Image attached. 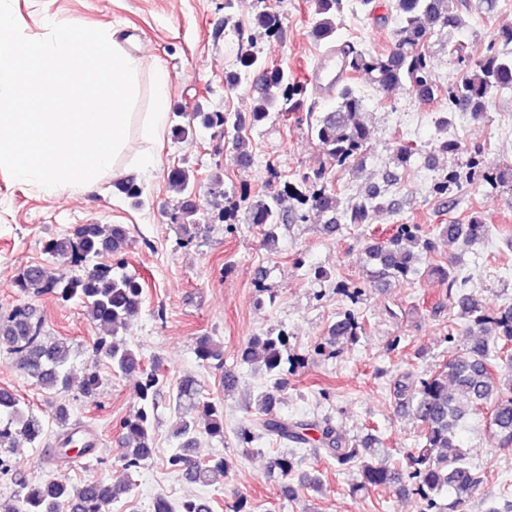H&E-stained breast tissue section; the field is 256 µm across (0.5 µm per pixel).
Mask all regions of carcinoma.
Masks as SVG:
<instances>
[{
	"instance_id": "cac0c4a2",
	"label": "carcinoma",
	"mask_w": 512,
	"mask_h": 512,
	"mask_svg": "<svg viewBox=\"0 0 512 512\" xmlns=\"http://www.w3.org/2000/svg\"><path fill=\"white\" fill-rule=\"evenodd\" d=\"M452 0H397L399 24L394 30L395 47L389 52H372L353 45L339 48L343 69L349 73L365 72L373 85L387 92L408 83L419 94L434 98L438 85L429 57L425 51L428 37L435 28L456 27L459 15L453 13ZM318 20L313 36L318 41L334 43L336 15L341 13L345 0H314ZM253 24L269 36L281 33L279 15L266 10L255 14ZM238 63L243 72L262 74V91L254 98L250 112L252 123L268 120L272 113L299 112L304 105V86L295 82L280 68L268 66L255 51L253 41L238 44ZM241 72V73H243ZM241 73L224 74L228 87L236 86ZM512 86V57L493 50L474 60L470 72L448 86V104L465 102L471 112L486 110L491 94L500 88ZM336 108L315 118L311 130L324 148L330 163L343 166L358 158L368 140L367 129L359 122L362 99L349 86L338 93ZM221 133L234 130L241 123L238 114L229 112L196 111L185 124L173 126L178 140L188 138L194 123ZM172 191L181 197L178 219L183 224L197 223L198 206L194 203L195 177L185 168H174L168 176ZM116 189L135 207L142 205V191L132 181H120ZM378 195L372 193L353 200L345 209L338 210L336 192L328 186L326 173L319 171L304 176L300 183H287L283 193L276 196H258L249 203V222L263 231L264 240L273 245L278 225L288 223V216L300 212L307 203L325 218L327 229L338 221L345 224H367L371 212L382 208ZM486 225L478 220L469 224H448L442 237L454 242H476L482 239ZM128 243L125 227L120 224H81L73 231L60 234L44 245L45 253L55 259L70 260L80 267V273L63 283L50 275L43 265H30L20 270L13 286L23 295L50 293L62 302L76 300L85 308L90 320L97 326L118 335L127 329L140 312L144 289L137 278L125 271V262L119 256ZM430 253L436 242L420 235L416 224H399L389 238L367 247L375 274L380 279L407 276L413 269L417 253ZM111 256L115 262H101ZM461 315L483 327V335L473 336L466 330L461 336L464 352L453 353L433 373L416 377L406 373L395 382V392L405 407L423 425L418 447L406 453L405 466L390 467L373 462L376 449L349 447L346 440L329 420L321 422L288 420L274 413L276 390L257 392L249 400L248 412L255 416V424L241 431L239 442L249 445L261 438L311 446L315 451L334 459L339 465L358 463L360 482L355 490L369 492L389 487L403 478L414 482L415 494L429 510L438 509L437 498L444 492L454 496L453 507L464 509L472 493L483 482V477L470 465L466 450L460 448L459 433L464 420L489 410V428L492 441L499 447H512V356L493 354L491 343L512 345V305L491 315L482 299L471 296L458 302ZM362 325L358 318L347 313L330 330V345L340 341L356 340ZM37 385L48 391L70 388L73 381L72 346L63 337H49L43 333V323L35 318L33 310L20 304L5 318H0V352ZM91 364L80 380L81 394L92 397L102 384L99 363L114 373L127 375L142 367L138 351L124 341H113L100 336L91 348ZM197 360L205 367L224 370L222 346L210 337L201 338L196 345ZM241 359L269 376H278L299 364L300 358L288 354V334L251 338ZM160 379L148 373L138 389L140 407L120 423L123 444V467L135 471L146 462L154 448L153 419L157 410ZM176 403L186 404L194 414L181 420L174 438L178 448L168 458L170 469L190 483L213 485L224 479L226 464L218 459L213 464H200L192 458L191 450L198 435L224 438V408L201 395L197 380L187 376L176 387ZM45 424L40 416L22 407L13 393L0 390V474L13 471L7 456L9 449L21 441L30 444L42 441ZM297 461L288 455H273L269 467L283 477L294 476ZM131 479L112 483L106 479L72 485L52 478L30 482L21 477L16 482L12 504L8 512H109L131 489ZM153 512H210V505L200 499H189L178 508L164 498L153 504Z\"/></svg>"
}]
</instances>
